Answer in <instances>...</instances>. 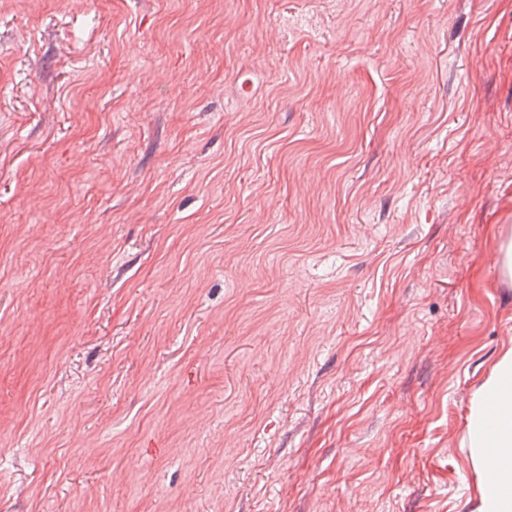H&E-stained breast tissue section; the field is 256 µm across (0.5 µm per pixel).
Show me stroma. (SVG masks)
Masks as SVG:
<instances>
[{
	"mask_svg": "<svg viewBox=\"0 0 512 512\" xmlns=\"http://www.w3.org/2000/svg\"><path fill=\"white\" fill-rule=\"evenodd\" d=\"M503 229L512 0H0V512H465Z\"/></svg>",
	"mask_w": 512,
	"mask_h": 512,
	"instance_id": "35a3bbf8",
	"label": "stroma"
}]
</instances>
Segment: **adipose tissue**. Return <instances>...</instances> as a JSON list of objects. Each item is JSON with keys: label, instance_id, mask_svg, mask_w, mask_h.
I'll list each match as a JSON object with an SVG mask.
<instances>
[{"label": "adipose tissue", "instance_id": "ef3b65f1", "mask_svg": "<svg viewBox=\"0 0 512 512\" xmlns=\"http://www.w3.org/2000/svg\"><path fill=\"white\" fill-rule=\"evenodd\" d=\"M496 427L488 429L487 414ZM462 445L476 475L468 512H512V347L503 349L472 395Z\"/></svg>", "mask_w": 512, "mask_h": 512}]
</instances>
